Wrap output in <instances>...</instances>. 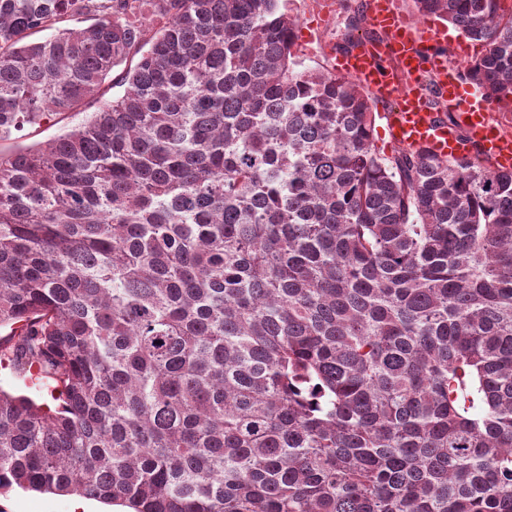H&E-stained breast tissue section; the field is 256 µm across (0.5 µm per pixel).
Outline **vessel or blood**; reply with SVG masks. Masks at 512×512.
<instances>
[{"mask_svg":"<svg viewBox=\"0 0 512 512\" xmlns=\"http://www.w3.org/2000/svg\"><path fill=\"white\" fill-rule=\"evenodd\" d=\"M366 8L381 38L337 55L333 70L353 78L373 100L390 104L385 119L391 145L422 148L444 159L476 148L495 168L511 171L512 135L496 125V103L448 67L449 56H463V49L442 53L446 30L408 24L397 0H367ZM434 92L454 113V123L441 121L430 101Z\"/></svg>","mask_w":512,"mask_h":512,"instance_id":"vessel-or-blood-1","label":"vessel or blood"}]
</instances>
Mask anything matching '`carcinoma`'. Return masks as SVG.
<instances>
[{
  "label": "carcinoma",
  "mask_w": 512,
  "mask_h": 512,
  "mask_svg": "<svg viewBox=\"0 0 512 512\" xmlns=\"http://www.w3.org/2000/svg\"><path fill=\"white\" fill-rule=\"evenodd\" d=\"M413 2L512 112L502 0ZM297 40L280 0H0V141L99 101L0 151V362L62 400L0 390V490L512 512V172L378 151ZM96 110V105L88 108L84 112L79 113H71L65 120L62 122L55 124L53 126H44V131L37 136H26L23 139H10L6 141H0V149L8 152L9 150L15 149L19 145H27L35 141H44L54 136L61 134L62 128L64 126L73 127L83 123L86 119V112H94Z\"/></svg>",
  "instance_id": "1"
}]
</instances>
